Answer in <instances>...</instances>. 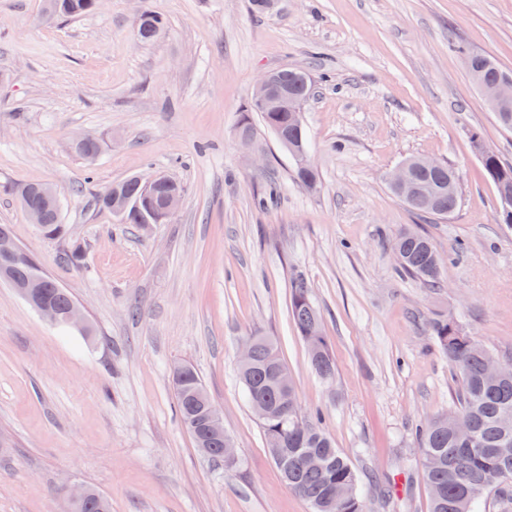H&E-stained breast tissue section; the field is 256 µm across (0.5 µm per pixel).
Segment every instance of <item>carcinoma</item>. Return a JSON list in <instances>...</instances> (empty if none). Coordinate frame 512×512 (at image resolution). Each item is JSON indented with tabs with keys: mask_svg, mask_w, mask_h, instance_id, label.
<instances>
[{
	"mask_svg": "<svg viewBox=\"0 0 512 512\" xmlns=\"http://www.w3.org/2000/svg\"><path fill=\"white\" fill-rule=\"evenodd\" d=\"M58 4L57 13H42V19L52 22L71 19L95 12V0H45ZM166 27L165 20L146 12L139 17L137 35L143 43L152 42ZM480 78L494 83L504 76L512 77V70L502 68L486 55L472 57ZM243 116L238 132L254 135L255 112L260 122L276 139L285 138L297 148L306 147L304 124L291 112H266L249 107ZM498 125L512 132V101L492 109ZM481 164L488 180L499 194L512 193V164L504 162L496 153L481 157ZM292 175L301 187L312 191L317 188L319 174L316 168L293 165ZM414 181L422 192L405 205L420 216L446 218L458 204V198L448 195V166L427 171L420 167L413 170ZM118 191L132 201L139 202L129 210L125 224H139L157 203V196L143 195L136 177L116 182ZM21 207L29 212L41 210L45 201L37 185L23 186L17 192ZM41 233L49 239H63L68 234L61 208L48 214V223ZM400 271L422 284L437 288L442 277V259L431 240L420 233L403 230L393 240ZM23 261L16 264L14 274L23 281L36 274L40 278V295L61 317L67 316L76 305L72 295L62 288L39 266L34 255L18 247ZM289 312L297 334L308 349L312 369L324 381H331L336 365L323 334L320 314L312 299L308 282L295 276L289 284ZM431 332L448 358L456 379L453 406L448 412L430 419L415 430L421 451L422 477L429 490V512H481L488 501H494L501 512L512 509V424L505 423V416H512V372L492 380L486 374V363L492 352L475 337L467 334L452 317L436 319ZM253 360L250 369L238 368L249 402L261 401L267 414L261 429L269 447L288 449V469L281 472L290 490L302 497L311 512H369L359 490V476L350 460L336 448L332 438L321 423V415L299 412L292 415L282 410L283 395L278 392L275 370L285 365L277 348L264 336H255ZM173 381L179 419L191 435L195 445L205 439L199 421L200 405L197 390L203 383L190 366L179 364L173 369ZM308 456L322 458L323 465L310 467ZM71 512H111L108 499L97 490L81 504L71 507Z\"/></svg>",
	"mask_w": 512,
	"mask_h": 512,
	"instance_id": "1",
	"label": "carcinoma"
}]
</instances>
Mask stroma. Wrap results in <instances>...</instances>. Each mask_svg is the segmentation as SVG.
Masks as SVG:
<instances>
[{
	"label": "stroma",
	"mask_w": 512,
	"mask_h": 512,
	"mask_svg": "<svg viewBox=\"0 0 512 512\" xmlns=\"http://www.w3.org/2000/svg\"><path fill=\"white\" fill-rule=\"evenodd\" d=\"M42 0H0V224L66 288L96 334L46 322L0 282V512H69L59 488L97 489L112 512H311L285 486L237 377L244 337L273 340L299 402L360 475L370 512L393 481L396 512H428L415 429L452 405L431 321L454 317L512 354V227L478 146L512 163L472 83L467 56L512 70V0H106L45 24ZM164 32L145 44L138 14ZM315 82L305 106L316 190L298 186L274 135L242 149L257 79L282 67ZM92 133L86 162L70 138ZM459 174V205L418 216L389 190L404 159ZM163 171L177 214L142 230L95 204L105 186ZM30 183L60 195L87 263L44 238L16 200ZM279 190L266 208L254 198ZM425 233L444 259L431 288L401 275L391 244ZM311 285L336 364L308 362L289 315V280ZM191 365L221 410L233 465L202 455L175 409L172 371Z\"/></svg>",
	"instance_id": "stroma-1"
}]
</instances>
